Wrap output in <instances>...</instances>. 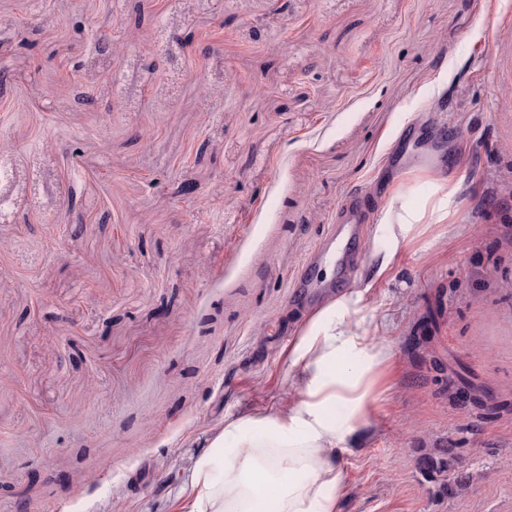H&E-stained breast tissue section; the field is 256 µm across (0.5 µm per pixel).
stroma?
<instances>
[{
  "mask_svg": "<svg viewBox=\"0 0 512 512\" xmlns=\"http://www.w3.org/2000/svg\"><path fill=\"white\" fill-rule=\"evenodd\" d=\"M507 27L512 0H0V512H181L212 429L286 393L354 195L390 358L339 512H512ZM430 158L454 218L401 237L381 211ZM439 443L480 474L452 499L416 469Z\"/></svg>",
  "mask_w": 512,
  "mask_h": 512,
  "instance_id": "obj_1",
  "label": "stroma"
}]
</instances>
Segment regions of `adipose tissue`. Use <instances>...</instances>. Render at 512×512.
<instances>
[{
  "label": "adipose tissue",
  "instance_id": "ef3b65f1",
  "mask_svg": "<svg viewBox=\"0 0 512 512\" xmlns=\"http://www.w3.org/2000/svg\"><path fill=\"white\" fill-rule=\"evenodd\" d=\"M433 197L396 220L402 235L444 224L458 186L433 172ZM369 287L350 288L306 314L288 346V394L276 410L255 408L214 430L195 463L182 512H339L340 451L368 415L389 358Z\"/></svg>",
  "mask_w": 512,
  "mask_h": 512
}]
</instances>
